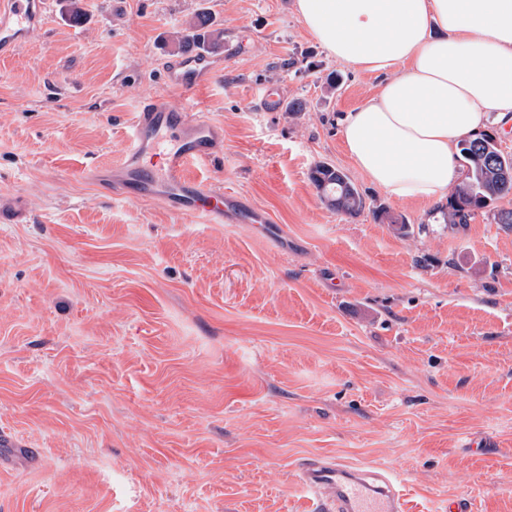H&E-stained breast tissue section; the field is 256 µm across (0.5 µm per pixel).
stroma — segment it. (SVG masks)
I'll use <instances>...</instances> for the list:
<instances>
[{"label":"stroma","mask_w":512,"mask_h":512,"mask_svg":"<svg viewBox=\"0 0 512 512\" xmlns=\"http://www.w3.org/2000/svg\"><path fill=\"white\" fill-rule=\"evenodd\" d=\"M81 6L79 33L52 0L0 58V209L25 214L0 223V512H306L314 454L401 474L417 512H512V195L448 224L373 186L339 118L380 78L328 57L295 0ZM204 7L225 48L195 103L224 151L190 174L273 237L76 177L118 167L139 97L183 104L162 38ZM321 161L361 211L320 197ZM310 179L320 196L344 213H356L364 207L363 198L348 176L328 163H318Z\"/></svg>","instance_id":"1"}]
</instances>
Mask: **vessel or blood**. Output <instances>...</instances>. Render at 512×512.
<instances>
[{"instance_id":"b4317fda","label":"vessel or blood","mask_w":512,"mask_h":512,"mask_svg":"<svg viewBox=\"0 0 512 512\" xmlns=\"http://www.w3.org/2000/svg\"><path fill=\"white\" fill-rule=\"evenodd\" d=\"M48 0H0V57L11 55L38 27ZM214 72L204 53L170 58L165 80L187 96ZM224 131L194 105L169 106L162 98H142L127 128L120 172L103 186L122 200H161L174 213L203 219L259 224L257 212L235 209L224 189L191 179V164L217 158ZM300 482L317 512H411L398 475L365 469L337 457L318 455L299 466Z\"/></svg>"}]
</instances>
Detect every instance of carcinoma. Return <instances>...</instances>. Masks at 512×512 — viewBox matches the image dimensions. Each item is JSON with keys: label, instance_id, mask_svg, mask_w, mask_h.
<instances>
[{"label": "carcinoma", "instance_id": "carcinoma-1", "mask_svg": "<svg viewBox=\"0 0 512 512\" xmlns=\"http://www.w3.org/2000/svg\"><path fill=\"white\" fill-rule=\"evenodd\" d=\"M175 50L217 52L224 47V28L202 9L185 27L176 32ZM461 155L468 161V181L448 198V224H465L474 211L486 207L493 198L512 194V155L504 153L496 140L487 137L461 143ZM310 179L320 196L337 210L356 213L364 207L363 198L348 176L328 163H318Z\"/></svg>", "mask_w": 512, "mask_h": 512}]
</instances>
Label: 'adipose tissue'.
Segmentation results:
<instances>
[{
	"instance_id": "obj_1",
	"label": "adipose tissue",
	"mask_w": 512,
	"mask_h": 512,
	"mask_svg": "<svg viewBox=\"0 0 512 512\" xmlns=\"http://www.w3.org/2000/svg\"><path fill=\"white\" fill-rule=\"evenodd\" d=\"M305 31L378 93L340 119L375 187L437 203L460 172L457 143L512 118V0H296Z\"/></svg>"
}]
</instances>
